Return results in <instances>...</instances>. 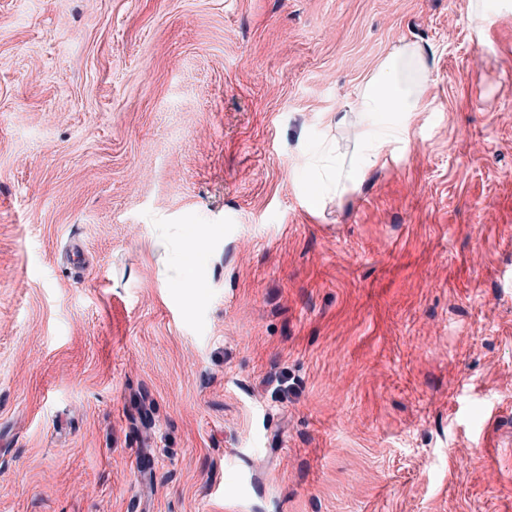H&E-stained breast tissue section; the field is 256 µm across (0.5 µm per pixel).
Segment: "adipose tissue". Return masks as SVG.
<instances>
[{
  "label": "adipose tissue",
  "instance_id": "1",
  "mask_svg": "<svg viewBox=\"0 0 512 512\" xmlns=\"http://www.w3.org/2000/svg\"><path fill=\"white\" fill-rule=\"evenodd\" d=\"M429 79L430 71L421 52L409 45L387 57L373 72L361 89L356 106L364 124L360 138L369 147L360 161L337 173V192L359 184L366 172L381 161L385 142L374 136L379 119L396 114L410 117L423 110Z\"/></svg>",
  "mask_w": 512,
  "mask_h": 512
}]
</instances>
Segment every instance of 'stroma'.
<instances>
[{
  "mask_svg": "<svg viewBox=\"0 0 512 512\" xmlns=\"http://www.w3.org/2000/svg\"><path fill=\"white\" fill-rule=\"evenodd\" d=\"M485 19L0 0V512H512V0ZM405 44L424 109L310 206ZM198 254L199 249L194 247L190 251L185 253H178L174 257V263L178 267L179 273L181 275L182 288L196 287V256Z\"/></svg>",
  "mask_w": 512,
  "mask_h": 512,
  "instance_id": "stroma-1",
  "label": "stroma"
}]
</instances>
